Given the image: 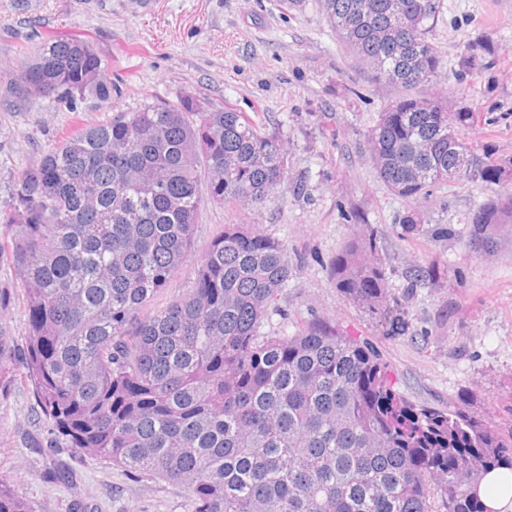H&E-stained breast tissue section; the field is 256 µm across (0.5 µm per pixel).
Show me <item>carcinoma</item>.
<instances>
[{
    "mask_svg": "<svg viewBox=\"0 0 512 512\" xmlns=\"http://www.w3.org/2000/svg\"><path fill=\"white\" fill-rule=\"evenodd\" d=\"M372 76L405 90L368 130L377 178L417 202L455 180L512 184V159L477 163L462 139L476 113L421 93L446 68L430 38L442 0H321ZM486 41L464 52L484 68ZM18 87L107 104L112 82L92 45L42 43ZM285 148L260 120L191 96L112 113L49 149L13 184L0 258L22 277L21 366L55 440L188 493L191 512H487L469 487L512 469L504 438L464 410L415 405L389 366L329 322L291 336L261 329L292 275L287 247L233 227L194 269L191 290L146 313L188 259L205 203L258 208L285 184ZM208 181L201 186L198 169ZM512 190L478 205L469 256L497 250ZM373 229L347 241L330 273L348 299L403 327L390 308ZM437 276L407 272L408 285ZM0 512H36L0 481Z\"/></svg>",
    "mask_w": 512,
    "mask_h": 512,
    "instance_id": "cac0c4a2",
    "label": "carcinoma"
}]
</instances>
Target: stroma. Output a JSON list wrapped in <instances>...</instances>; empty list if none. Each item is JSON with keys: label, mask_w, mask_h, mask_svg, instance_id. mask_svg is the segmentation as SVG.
<instances>
[{"label": "stroma", "mask_w": 512, "mask_h": 512, "mask_svg": "<svg viewBox=\"0 0 512 512\" xmlns=\"http://www.w3.org/2000/svg\"><path fill=\"white\" fill-rule=\"evenodd\" d=\"M490 38L489 65L425 87L449 111L479 119L465 134L486 156L512 159V0H444L430 32L449 73L462 70L468 44ZM88 41L107 79L119 86L110 106L92 96L66 103L31 96L10 82L30 44ZM400 87L375 80L342 45L320 0H0V212L17 175L52 146L116 110L190 95L211 109L232 105L258 115L285 149L286 185L263 208L206 206L188 263L149 303L166 307L192 285L193 264L225 225L247 224L288 248L294 274L269 310L265 332L293 335L312 319L336 324L389 365L410 401L465 410L512 432V231L494 255L465 256L460 240L472 210L499 197L496 183L465 180L434 188L419 204L391 193L375 176L366 134ZM360 210L378 235L376 258L402 300L406 331L394 333L369 308L347 300L329 269ZM416 210L423 226L403 234L398 218ZM433 265L438 280L408 288L404 273ZM12 362L26 352L27 314L0 308ZM69 469L71 478L54 479ZM0 478L38 512H189L187 493L146 475L130 476L104 458L52 443L33 386L23 375L0 383Z\"/></svg>", "instance_id": "35a3bbf8"}]
</instances>
